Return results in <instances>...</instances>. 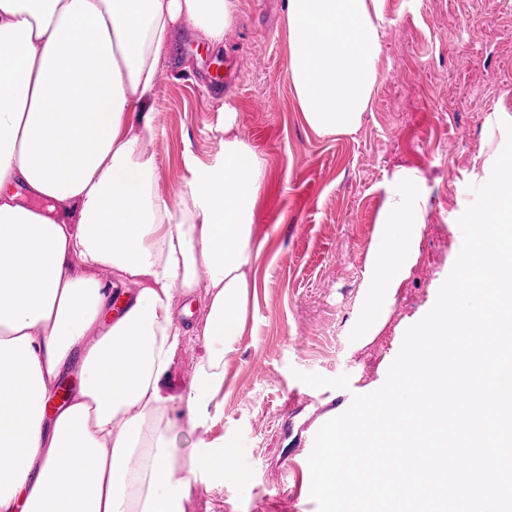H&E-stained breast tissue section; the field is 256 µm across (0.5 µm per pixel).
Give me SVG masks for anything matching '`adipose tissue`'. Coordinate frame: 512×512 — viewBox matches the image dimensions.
<instances>
[{
    "mask_svg": "<svg viewBox=\"0 0 512 512\" xmlns=\"http://www.w3.org/2000/svg\"><path fill=\"white\" fill-rule=\"evenodd\" d=\"M381 3L286 0L288 75L317 134L354 133L369 108ZM237 20L235 0H0V512H185L193 481L235 473L217 438L198 441L177 477L171 433L182 411L206 426L224 391L255 285L267 166L225 113L223 152L191 164L175 201L155 190L147 147L177 28L202 31L216 52ZM393 182L362 346L385 326L425 222L418 177ZM178 290L201 295L206 355L175 397L165 376L190 333ZM72 365L78 386L48 411Z\"/></svg>",
    "mask_w": 512,
    "mask_h": 512,
    "instance_id": "ef3b65f1",
    "label": "adipose tissue"
}]
</instances>
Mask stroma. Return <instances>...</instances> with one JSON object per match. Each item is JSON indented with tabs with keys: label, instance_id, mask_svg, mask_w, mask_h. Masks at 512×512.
I'll use <instances>...</instances> for the list:
<instances>
[{
	"label": "stroma",
	"instance_id": "obj_1",
	"mask_svg": "<svg viewBox=\"0 0 512 512\" xmlns=\"http://www.w3.org/2000/svg\"><path fill=\"white\" fill-rule=\"evenodd\" d=\"M224 54L240 75L209 95L212 54L196 29L163 57L152 106L155 187L189 191L188 160L224 149V112L268 169L254 211L255 263L241 336L207 428L171 435L180 462L201 438H223L239 477L196 481L185 512H317L309 455L328 420L379 389L406 330L433 307L462 246L457 220L488 181L512 117V0H383L380 78L351 135L305 122L288 76L285 0H237ZM422 179L426 218L415 257L376 340L357 348L377 218L395 173ZM206 349L187 342L165 385L187 392Z\"/></svg>",
	"mask_w": 512,
	"mask_h": 512
}]
</instances>
